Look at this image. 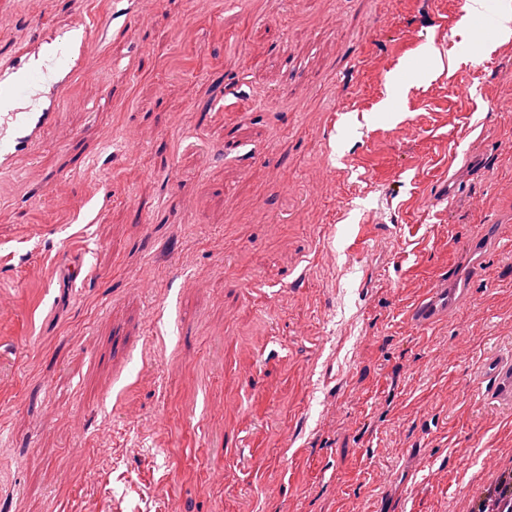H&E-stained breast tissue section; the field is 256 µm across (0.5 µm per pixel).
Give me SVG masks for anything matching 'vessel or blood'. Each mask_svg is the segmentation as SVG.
Instances as JSON below:
<instances>
[{"mask_svg": "<svg viewBox=\"0 0 512 512\" xmlns=\"http://www.w3.org/2000/svg\"><path fill=\"white\" fill-rule=\"evenodd\" d=\"M51 120L52 115L48 112L37 116L23 112L0 113V126H12L15 131L14 148L19 152L29 149L31 129L47 127ZM490 248V243L476 239L465 253L461 268L443 273L427 293L411 304L407 317L415 329L424 331L448 319L467 294L464 269H478ZM485 383L490 386L486 400L512 408V351L483 361L474 384L479 387Z\"/></svg>", "mask_w": 512, "mask_h": 512, "instance_id": "obj_1", "label": "vessel or blood"}]
</instances>
